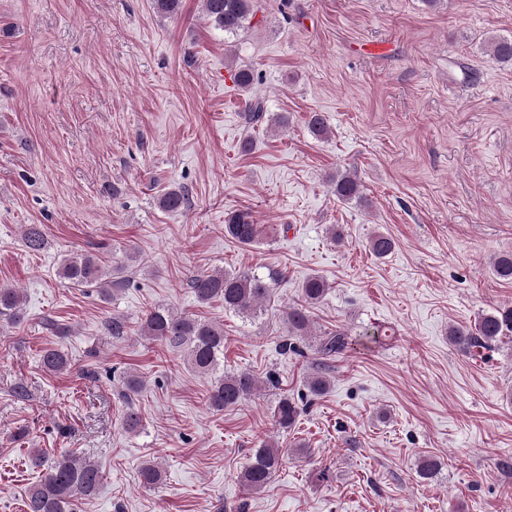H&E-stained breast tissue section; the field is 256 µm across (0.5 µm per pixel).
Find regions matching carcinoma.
<instances>
[{
	"instance_id": "cac0c4a2",
	"label": "carcinoma",
	"mask_w": 512,
	"mask_h": 512,
	"mask_svg": "<svg viewBox=\"0 0 512 512\" xmlns=\"http://www.w3.org/2000/svg\"><path fill=\"white\" fill-rule=\"evenodd\" d=\"M257 0H203V11L214 25L226 35H236L246 28L256 15ZM491 59L500 65H512V37H495L488 45ZM307 127L317 139L326 137L329 127L319 112L309 116ZM336 197L344 202L363 200L358 178L349 173L336 174ZM159 205L167 211L187 207V194L179 189H169L159 198ZM224 235L241 246L248 247L260 239L261 230L248 211H234L224 217ZM25 243L33 252L46 247V238L39 225L26 228ZM395 247L392 238L375 234L370 238V250L378 258L389 255ZM495 275L512 281V254L502 255L493 263ZM59 275L69 285L93 287L104 297L112 296V279L104 271L99 259L92 254H80L63 261ZM278 271L266 275L252 272L229 273L224 271L196 273L189 285L197 303L208 304L214 300L224 302V309L238 314H251L263 307L270 297ZM328 283L318 275L308 277L301 287V302L283 311L287 333L301 336L310 323V308L327 294ZM21 292L17 288L0 287V317L12 322L21 318ZM141 334L171 348L186 349L187 362L193 371L213 377L208 392L210 406L217 410L235 406L251 397L258 389V381L246 371L226 372L221 368L224 361V325L201 321L185 312H175L158 306L145 313L140 327ZM512 333V307L499 308L482 315L474 324L452 325L448 329L449 341L463 354L487 350L503 341ZM347 333L336 331L328 334L317 347L323 359L341 353L347 344ZM44 367L52 373H62L71 367L65 353L59 349H47L42 355ZM298 403L283 395L273 408V419L279 428L288 430L301 416ZM281 464V450L260 440L253 448L249 463L241 472L240 481L251 492L266 488L272 474ZM440 472V462L433 458L423 459L417 474L424 481L434 480ZM143 487L152 488L161 479L158 462L147 460L139 470ZM101 484L98 466L72 454H64L46 466L41 479L27 493V512H74L76 501L97 494Z\"/></svg>"
}]
</instances>
